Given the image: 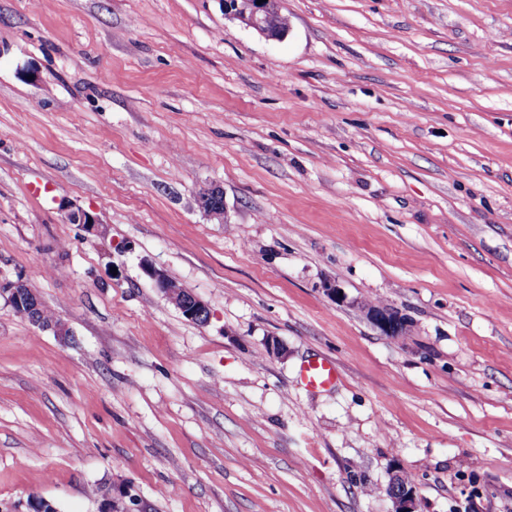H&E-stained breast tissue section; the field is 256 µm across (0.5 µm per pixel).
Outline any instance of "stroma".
Segmentation results:
<instances>
[{
  "instance_id": "1",
  "label": "stroma",
  "mask_w": 512,
  "mask_h": 512,
  "mask_svg": "<svg viewBox=\"0 0 512 512\" xmlns=\"http://www.w3.org/2000/svg\"><path fill=\"white\" fill-rule=\"evenodd\" d=\"M279 8L0 0V512H512V0ZM231 1L225 0L223 2L225 15L239 20L268 38L278 39L268 29L273 13L277 11V0H266V2H261V4H257L259 0H249V7L247 8H242L238 2L232 3ZM271 27L274 34H285L288 31V17L280 11L279 13L275 12ZM144 270L153 280L155 287L163 293L166 299L172 303L187 320L200 324L207 323L209 318L208 308L197 295L186 290L162 270L152 265L147 264ZM32 290L22 280L15 282H0V296L6 297L8 302L16 310H21L29 315L26 316L33 324L43 330H52L56 336H68L69 331L65 328L59 320L44 321V319H53V313L40 301L41 317L36 311L38 305L36 304L32 295ZM34 300V305L32 302ZM368 315L375 326L386 336H398L405 326L400 316L389 309L371 307L368 309ZM336 365L328 360L320 359L305 365L302 378L309 387L320 388L336 382L338 379ZM404 475L403 471L398 467L394 468L391 472L389 482L394 490L389 497L394 505L392 512H419L416 488L409 489L408 485L403 482ZM399 485H401V491H398Z\"/></svg>"
}]
</instances>
